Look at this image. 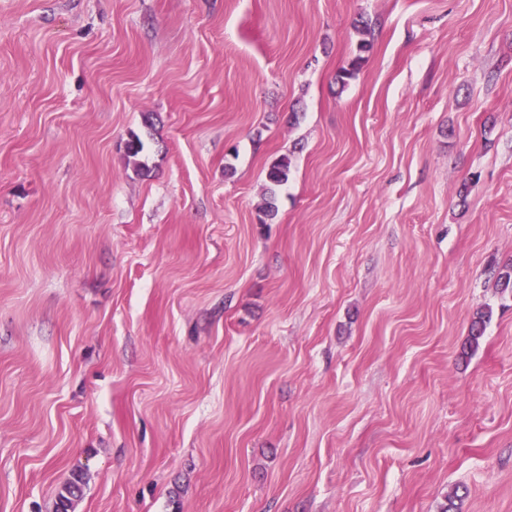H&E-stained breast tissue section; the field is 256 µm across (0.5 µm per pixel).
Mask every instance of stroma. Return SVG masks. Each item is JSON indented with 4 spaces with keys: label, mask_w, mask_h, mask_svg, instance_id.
<instances>
[{
    "label": "stroma",
    "mask_w": 512,
    "mask_h": 512,
    "mask_svg": "<svg viewBox=\"0 0 512 512\" xmlns=\"http://www.w3.org/2000/svg\"><path fill=\"white\" fill-rule=\"evenodd\" d=\"M511 267L512 0H0V512H512ZM290 167V157L288 155H282L276 159L268 168L266 178L271 185V196L269 201H267L265 208L262 210L263 217L260 218V223L265 224L266 218L273 217L275 215L276 210L273 202L275 192L273 187H278L287 183ZM83 477L77 473L68 480L58 494L57 512H69L73 507V501L81 493Z\"/></svg>",
    "instance_id": "1"
}]
</instances>
